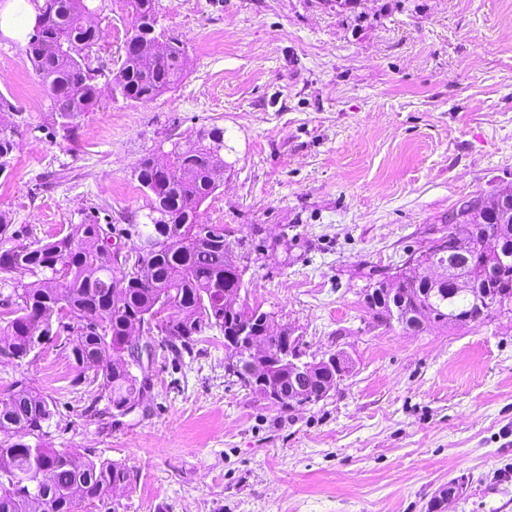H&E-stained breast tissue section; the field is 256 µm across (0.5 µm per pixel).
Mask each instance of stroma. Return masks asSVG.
Listing matches in <instances>:
<instances>
[{"mask_svg":"<svg viewBox=\"0 0 512 512\" xmlns=\"http://www.w3.org/2000/svg\"><path fill=\"white\" fill-rule=\"evenodd\" d=\"M186 47L156 100L102 98L74 141L24 46L27 0H0V97L27 129L0 176L13 244L111 225L133 248L146 199L132 175L163 139L224 129V185L201 207L243 243L242 297L314 355L353 371L321 401L283 408L224 371V337L159 349L140 409L90 410L97 390L60 342L0 356V396L38 387L53 448H92L131 483L118 512H512V314L411 333L376 322L370 280L448 230L464 201L512 188V0H157ZM95 55L114 67L128 22L102 0ZM459 479L451 503L431 510Z\"/></svg>","mask_w":512,"mask_h":512,"instance_id":"1","label":"stroma"}]
</instances>
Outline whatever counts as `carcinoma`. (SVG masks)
I'll return each instance as SVG.
<instances>
[{"label": "carcinoma", "instance_id": "carcinoma-1", "mask_svg": "<svg viewBox=\"0 0 512 512\" xmlns=\"http://www.w3.org/2000/svg\"><path fill=\"white\" fill-rule=\"evenodd\" d=\"M46 13L36 35L28 36L25 54L48 92L51 115L70 140L77 120L97 106L103 91L114 100L147 103L174 88L182 79L185 49L160 24L156 0H125L133 37L126 38L117 67L105 77L88 69L85 60L96 44L90 20L98 0H30ZM103 83H98L99 79ZM22 135L20 125L0 115V173L9 171ZM169 165L144 155L134 168L149 213L143 227L151 230L156 248L143 259L142 276L118 265L109 250L88 245L103 227L76 224L42 243L0 250V273L17 268L35 280L13 284L11 305L0 311V344L20 361L37 350L36 339L66 336L69 356L84 377L97 384L96 399L122 415L143 395L146 377L125 360V341L135 323L147 321L167 304L173 311L148 328L147 341L165 344L180 355L192 351L204 329L229 335L247 324L260 327L269 316L241 300L246 267L240 265L239 243L226 238L224 227L199 222L200 208L224 185V129L199 132L196 146L184 150L171 143ZM452 236L473 238L474 288L501 296L512 306V235L493 218L462 222ZM395 285L410 318L434 324L482 323L473 294L448 292L446 282H428L401 273ZM98 319L99 334L88 327ZM271 356L288 344V332L262 336ZM55 410L41 392L18 381L0 399V512H86L129 485L126 465L88 451L47 447L44 430Z\"/></svg>", "mask_w": 512, "mask_h": 512}]
</instances>
